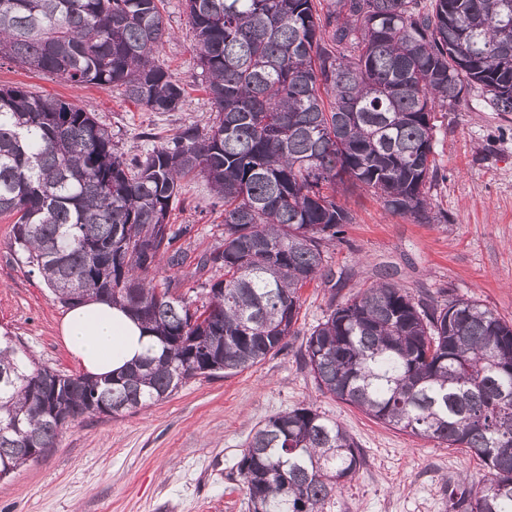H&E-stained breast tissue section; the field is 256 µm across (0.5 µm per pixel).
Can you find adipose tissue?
<instances>
[{"instance_id": "adipose-tissue-1", "label": "adipose tissue", "mask_w": 512, "mask_h": 512, "mask_svg": "<svg viewBox=\"0 0 512 512\" xmlns=\"http://www.w3.org/2000/svg\"><path fill=\"white\" fill-rule=\"evenodd\" d=\"M61 335L86 374L99 380L119 373L155 345L137 321L103 300L70 309L62 319Z\"/></svg>"}]
</instances>
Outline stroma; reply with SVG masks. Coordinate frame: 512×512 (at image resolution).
<instances>
[{
  "label": "stroma",
  "instance_id": "obj_1",
  "mask_svg": "<svg viewBox=\"0 0 512 512\" xmlns=\"http://www.w3.org/2000/svg\"><path fill=\"white\" fill-rule=\"evenodd\" d=\"M164 16L171 35L160 60L187 89L178 111L148 112L120 90L74 88L6 60L0 86L72 101L111 132L117 155L145 157L182 126L204 127L216 116L200 86L183 0H166ZM434 149L439 173L428 196L440 221L421 224L369 193L346 194L353 222L327 252L333 276L301 289L300 333L285 349L239 373L192 379L136 412L69 424L45 456L0 480V512H247L236 463L252 429L302 403L340 422L365 458L330 512H448L446 487L479 481L480 461L322 394L299 359L304 335L331 301L383 280L417 300L471 298L512 321V112L495 111L472 89L466 106L438 113ZM182 197L172 213L173 224L191 227L182 246L212 249L224 237V214L209 185L184 181ZM12 237V218L0 217V330L19 337L40 363L80 373L60 335L65 309L10 249Z\"/></svg>",
  "mask_w": 512,
  "mask_h": 512
}]
</instances>
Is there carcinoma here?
<instances>
[{"label": "carcinoma", "instance_id": "carcinoma-1", "mask_svg": "<svg viewBox=\"0 0 512 512\" xmlns=\"http://www.w3.org/2000/svg\"><path fill=\"white\" fill-rule=\"evenodd\" d=\"M207 129L180 128L143 159L73 102L0 87V215L15 252L70 308L106 297L158 351L111 380L51 371L0 336V479L55 447L67 423L135 412L188 380L238 373L296 336L300 290L330 276L329 244L352 215L341 196L433 220L435 113L478 85L512 112V0H184ZM165 0H0V60L76 88L120 87L149 112H174L185 83L159 61ZM207 180L224 239L202 286L150 273L188 224L171 222L181 181ZM300 357L322 393L387 427L466 448L486 469L449 494L451 512H512V323L478 301L415 302L382 281L330 306ZM357 442L310 403L259 424L236 463L248 512H328L359 471Z\"/></svg>", "mask_w": 512, "mask_h": 512}]
</instances>
